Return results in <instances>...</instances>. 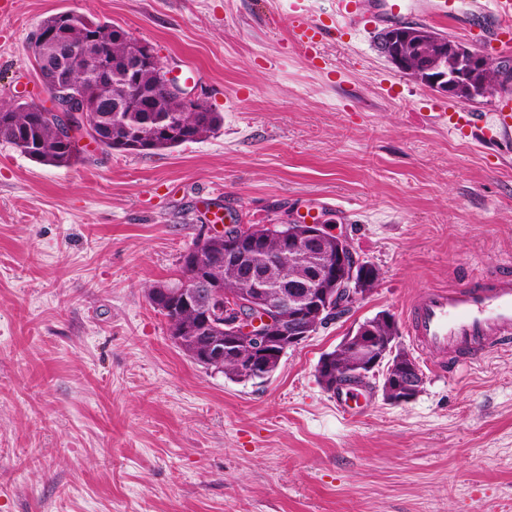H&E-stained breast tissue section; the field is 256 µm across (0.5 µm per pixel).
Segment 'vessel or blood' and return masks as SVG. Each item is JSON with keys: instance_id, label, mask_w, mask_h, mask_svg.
Masks as SVG:
<instances>
[{"instance_id": "obj_1", "label": "vessel or blood", "mask_w": 512, "mask_h": 512, "mask_svg": "<svg viewBox=\"0 0 512 512\" xmlns=\"http://www.w3.org/2000/svg\"><path fill=\"white\" fill-rule=\"evenodd\" d=\"M363 0H336V18L326 26L304 15L292 16L289 33L294 45L315 58L321 41L341 35ZM473 9L485 20L475 40L491 51L512 47V0H473ZM457 0H426L420 19L458 16ZM442 129L466 134L480 126L487 140L512 129V104H499L488 119L463 108L436 113ZM410 334L426 354L440 357L439 369H456L512 343V263L503 264L480 283L431 288L419 294L408 310Z\"/></svg>"}]
</instances>
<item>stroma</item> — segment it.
<instances>
[{"label": "stroma", "mask_w": 512, "mask_h": 512, "mask_svg": "<svg viewBox=\"0 0 512 512\" xmlns=\"http://www.w3.org/2000/svg\"><path fill=\"white\" fill-rule=\"evenodd\" d=\"M13 2L0 109L50 106L30 44L74 11L150 43L223 122L151 153L85 139L69 167L0 141V512H512V348L440 373L407 323L422 292L512 261V134L433 119L496 96L465 104L396 69L369 6L323 41L321 71L288 22L329 20L336 0ZM219 207L243 224L315 212L378 271L263 382L190 360L145 294L181 278ZM383 311L423 389L392 404L376 375L340 412L317 365Z\"/></svg>", "instance_id": "obj_1"}]
</instances>
